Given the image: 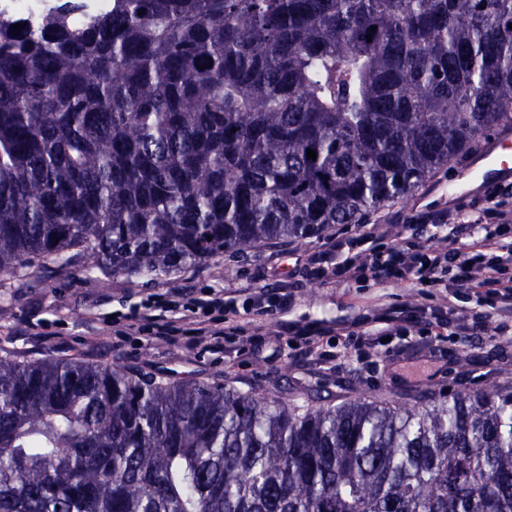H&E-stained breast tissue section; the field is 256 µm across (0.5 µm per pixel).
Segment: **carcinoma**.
Wrapping results in <instances>:
<instances>
[{
    "label": "carcinoma",
    "mask_w": 512,
    "mask_h": 512,
    "mask_svg": "<svg viewBox=\"0 0 512 512\" xmlns=\"http://www.w3.org/2000/svg\"><path fill=\"white\" fill-rule=\"evenodd\" d=\"M511 23L512 0L1 13L0 273L153 278L363 224L512 125ZM0 512H512V392L303 410L0 356Z\"/></svg>",
    "instance_id": "obj_1"
}]
</instances>
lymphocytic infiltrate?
Returning a JSON list of instances; mask_svg holds the SVG:
<instances>
[{
    "label": "lymphocytic infiltrate",
    "mask_w": 512,
    "mask_h": 512,
    "mask_svg": "<svg viewBox=\"0 0 512 512\" xmlns=\"http://www.w3.org/2000/svg\"><path fill=\"white\" fill-rule=\"evenodd\" d=\"M414 222L429 233L427 246L386 247L375 232L351 242L337 240L345 252L341 269L366 281L408 279L421 288L464 289L484 305L485 321L497 334L512 330V189L493 186L477 217L460 212L420 215Z\"/></svg>",
    "instance_id": "obj_1"
}]
</instances>
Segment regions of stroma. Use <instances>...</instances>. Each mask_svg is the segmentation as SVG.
Here are the masks:
<instances>
[{
	"label": "stroma",
	"instance_id": "35a3bbf8",
	"mask_svg": "<svg viewBox=\"0 0 512 512\" xmlns=\"http://www.w3.org/2000/svg\"><path fill=\"white\" fill-rule=\"evenodd\" d=\"M468 169L465 163L448 164L418 191L372 214L368 224L386 243L404 245L413 240L410 220L418 212L477 216L484 191L448 192ZM328 240L323 233L299 241L259 242L244 258L227 254L152 280L115 275L97 286L87 282L79 266L48 274L44 284L34 286L0 274V355L10 351L27 360L50 354L97 364L145 362L164 381L219 380L245 393L312 407L328 397L337 405L365 399L411 407L428 392L449 399L492 384L512 388L511 340L483 333L464 344L428 332L435 320L452 325L459 315L475 316L480 308L474 298L462 290L442 297L407 280L364 282L349 273L338 277L308 265V257L325 250ZM275 270L300 287L287 308L272 307L260 338L243 350L233 336L225 337L220 349L193 336L175 343L148 332L137 338L119 336L106 321L174 290L202 297L217 291L229 295L244 284L270 288ZM391 305L403 306L409 319L376 356L360 357L356 340L335 335L324 339L326 358H306L281 334L285 323L306 329L356 323L367 329ZM30 325L39 327V335H26Z\"/></svg>",
	"mask_w": 512,
	"mask_h": 512
}]
</instances>
